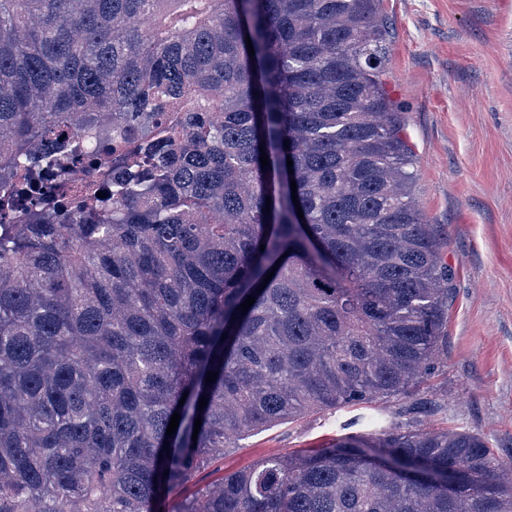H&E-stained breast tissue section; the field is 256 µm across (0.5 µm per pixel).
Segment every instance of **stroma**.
<instances>
[{
  "instance_id": "stroma-1",
  "label": "stroma",
  "mask_w": 512,
  "mask_h": 512,
  "mask_svg": "<svg viewBox=\"0 0 512 512\" xmlns=\"http://www.w3.org/2000/svg\"><path fill=\"white\" fill-rule=\"evenodd\" d=\"M378 13L388 26L384 88L417 170L413 195L454 273L448 355L415 399L311 411L251 433L200 485L393 422L477 433L512 466V0H379Z\"/></svg>"
}]
</instances>
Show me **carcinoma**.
<instances>
[{"instance_id": "obj_1", "label": "carcinoma", "mask_w": 512, "mask_h": 512, "mask_svg": "<svg viewBox=\"0 0 512 512\" xmlns=\"http://www.w3.org/2000/svg\"><path fill=\"white\" fill-rule=\"evenodd\" d=\"M385 54L376 0H0V512H155L254 431L414 396L453 272ZM102 153L104 198L45 179ZM177 512H512V468L397 425Z\"/></svg>"}]
</instances>
